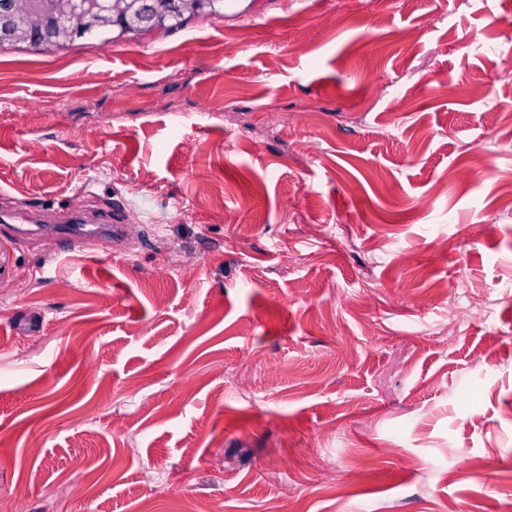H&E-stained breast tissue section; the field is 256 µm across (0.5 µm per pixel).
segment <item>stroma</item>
<instances>
[{
    "instance_id": "obj_1",
    "label": "stroma",
    "mask_w": 512,
    "mask_h": 512,
    "mask_svg": "<svg viewBox=\"0 0 512 512\" xmlns=\"http://www.w3.org/2000/svg\"><path fill=\"white\" fill-rule=\"evenodd\" d=\"M510 188L512 0L0 50V210L138 227L0 232V512H512ZM121 222L120 214L115 211L111 214L108 210L91 213L83 218L80 216H72L71 218L60 216L48 221V223L73 224L60 225L65 253L84 251L87 239L96 231L112 233L115 250L120 252L122 250L121 241L124 228V225L120 224ZM87 226H92L95 229L87 230Z\"/></svg>"
}]
</instances>
